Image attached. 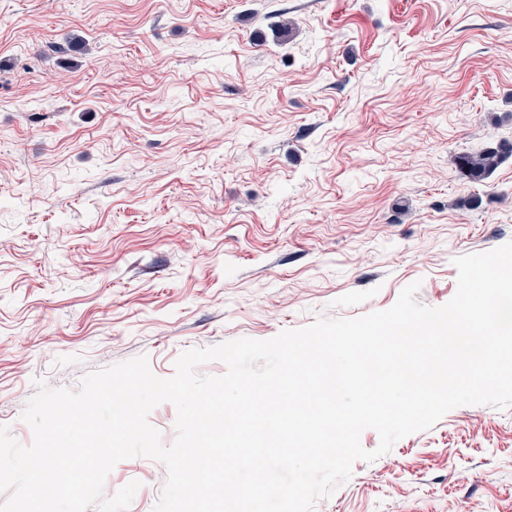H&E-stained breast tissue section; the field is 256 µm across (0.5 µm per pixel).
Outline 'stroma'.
Masks as SVG:
<instances>
[{"label": "stroma", "instance_id": "stroma-1", "mask_svg": "<svg viewBox=\"0 0 512 512\" xmlns=\"http://www.w3.org/2000/svg\"><path fill=\"white\" fill-rule=\"evenodd\" d=\"M512 0H0V425L138 356L429 307L512 241ZM168 472L120 461L153 512ZM314 512H512V407L454 408ZM509 154L512 155V140L503 139L495 148L459 156V166L472 180L482 181Z\"/></svg>", "mask_w": 512, "mask_h": 512}]
</instances>
